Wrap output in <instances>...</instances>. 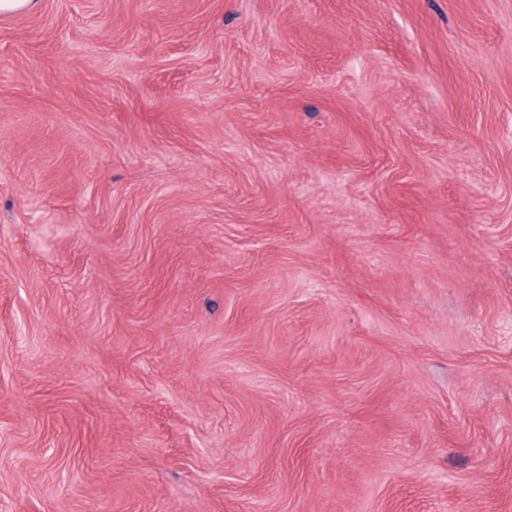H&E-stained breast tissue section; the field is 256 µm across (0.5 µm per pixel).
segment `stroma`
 <instances>
[{"mask_svg":"<svg viewBox=\"0 0 512 512\" xmlns=\"http://www.w3.org/2000/svg\"><path fill=\"white\" fill-rule=\"evenodd\" d=\"M0 512H512V0L0 16Z\"/></svg>","mask_w":512,"mask_h":512,"instance_id":"1","label":"stroma"}]
</instances>
